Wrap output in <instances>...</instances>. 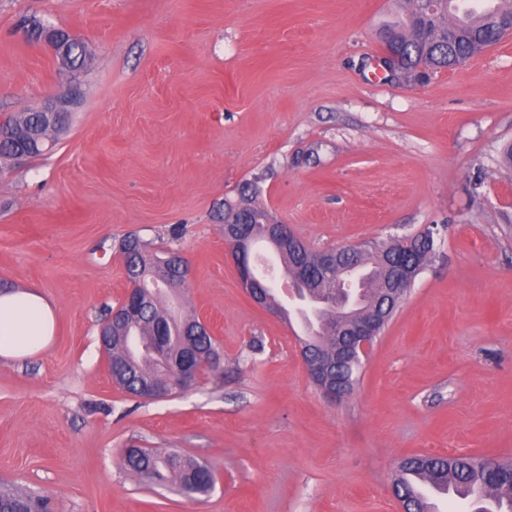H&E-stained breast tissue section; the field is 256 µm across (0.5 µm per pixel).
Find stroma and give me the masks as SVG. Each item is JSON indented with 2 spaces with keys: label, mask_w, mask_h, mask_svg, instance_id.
Returning a JSON list of instances; mask_svg holds the SVG:
<instances>
[{
  "label": "stroma",
  "mask_w": 512,
  "mask_h": 512,
  "mask_svg": "<svg viewBox=\"0 0 512 512\" xmlns=\"http://www.w3.org/2000/svg\"><path fill=\"white\" fill-rule=\"evenodd\" d=\"M399 0H0V119L69 78L26 16L91 52L70 125L0 166V280L56 318L0 360V484L52 512H402L406 457L512 459V35L418 84L380 70ZM250 188L315 250L438 230L437 250L338 402L298 334L227 255L226 199ZM136 235L191 263L179 298L220 362L166 400L112 382L99 324ZM208 462L190 500L126 470L123 448Z\"/></svg>",
  "instance_id": "obj_1"
}]
</instances>
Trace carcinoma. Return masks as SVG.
I'll use <instances>...</instances> for the list:
<instances>
[{"label":"carcinoma","mask_w":512,"mask_h":512,"mask_svg":"<svg viewBox=\"0 0 512 512\" xmlns=\"http://www.w3.org/2000/svg\"><path fill=\"white\" fill-rule=\"evenodd\" d=\"M413 2L406 0L405 13L391 22L387 31L389 47L398 54L400 69L406 74L417 73L421 68L432 73L441 72L466 63L496 40L502 30V21L512 15V0H497L494 6L472 12L465 18L452 16L448 0H440L431 15L417 12ZM69 122L70 117L65 116L60 128H42L36 112H19L1 120L0 160L11 158L23 148L31 158L43 155L48 142H56ZM270 218L272 215L267 208L244 193L224 201V221L254 225L255 242L267 241L263 225ZM436 245L434 238L416 242L401 251L400 256L419 274L434 254ZM394 248L395 244L390 241L362 245L357 261L371 271L368 295L361 305L350 307L351 315L364 314L379 304L385 288L384 259L394 254ZM119 251L129 276L135 273L146 279L163 264L175 269V254H151L148 245L135 235L126 237ZM279 256L293 275L302 268L310 270L315 277L322 273V251L307 246L296 255L281 251ZM316 292L323 299L325 328L304 344L315 356L331 361L336 351V326L341 321V315L336 312V278L321 280ZM162 297L161 292L145 289L139 315L117 318L112 326V341L108 342L109 373L112 381L133 396L142 395L149 387L167 383L169 369L189 347L198 350L207 362L219 359L214 339L200 330L199 321L175 314L164 304ZM163 335L169 336V341L162 357L148 355L140 358L131 354L129 337L141 336L150 343L153 337ZM122 463L151 484L175 485L186 497L207 494L214 482L213 472L206 461L176 452L155 449L144 453L137 448H128L123 453ZM482 464L481 457L413 455L402 461L396 480L401 492L420 512L430 510L416 490L418 480L434 486L450 485L457 491L471 489L477 492V496L468 501L470 512H512V464H501L503 479L493 486L479 481L478 471ZM0 512H49V500L9 488L0 491Z\"/></svg>","instance_id":"cac0c4a2"}]
</instances>
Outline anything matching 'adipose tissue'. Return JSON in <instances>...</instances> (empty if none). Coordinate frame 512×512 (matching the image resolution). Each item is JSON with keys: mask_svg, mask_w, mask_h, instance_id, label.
I'll use <instances>...</instances> for the list:
<instances>
[{"mask_svg": "<svg viewBox=\"0 0 512 512\" xmlns=\"http://www.w3.org/2000/svg\"><path fill=\"white\" fill-rule=\"evenodd\" d=\"M54 314L38 294L14 289L0 291V356L22 358L48 345Z\"/></svg>", "mask_w": 512, "mask_h": 512, "instance_id": "obj_1", "label": "adipose tissue"}]
</instances>
